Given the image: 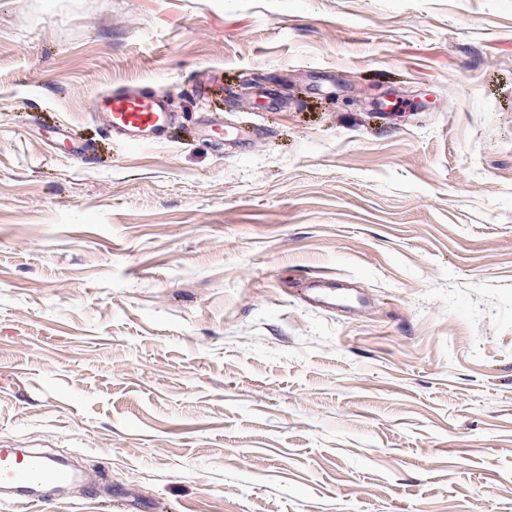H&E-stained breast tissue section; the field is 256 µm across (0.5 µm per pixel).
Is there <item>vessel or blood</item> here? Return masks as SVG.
I'll use <instances>...</instances> for the list:
<instances>
[{"label": "vessel or blood", "instance_id": "b4317fda", "mask_svg": "<svg viewBox=\"0 0 512 512\" xmlns=\"http://www.w3.org/2000/svg\"><path fill=\"white\" fill-rule=\"evenodd\" d=\"M96 111L110 134L130 143L161 140L171 118L162 97L138 87L120 88L102 95ZM331 284V278L322 275L310 278L307 284L310 301L319 307L332 306L335 294ZM75 479L74 473L51 457L0 448V485L13 489V502L41 503L37 488Z\"/></svg>", "mask_w": 512, "mask_h": 512}]
</instances>
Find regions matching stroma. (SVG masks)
<instances>
[{"instance_id": "1", "label": "stroma", "mask_w": 512, "mask_h": 512, "mask_svg": "<svg viewBox=\"0 0 512 512\" xmlns=\"http://www.w3.org/2000/svg\"><path fill=\"white\" fill-rule=\"evenodd\" d=\"M0 448L82 471L0 512H512V0H0ZM95 112L111 135L130 143L162 140L171 118L162 97L138 87L102 95ZM336 280L325 277L323 275H317L309 279V282L305 284L304 291L309 293V300L318 307H329L335 305L333 303L335 294L333 290L328 288L333 285ZM308 287V288H307Z\"/></svg>"}]
</instances>
